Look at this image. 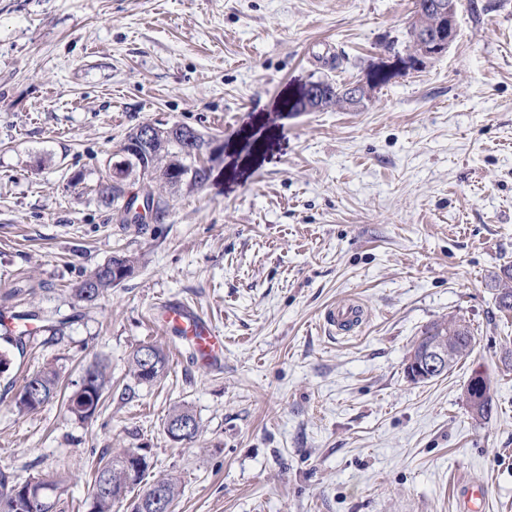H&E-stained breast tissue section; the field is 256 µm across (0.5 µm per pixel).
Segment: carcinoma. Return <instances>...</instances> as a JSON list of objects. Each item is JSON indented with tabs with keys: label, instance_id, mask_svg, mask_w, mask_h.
Segmentation results:
<instances>
[{
	"label": "carcinoma",
	"instance_id": "carcinoma-1",
	"mask_svg": "<svg viewBox=\"0 0 512 512\" xmlns=\"http://www.w3.org/2000/svg\"><path fill=\"white\" fill-rule=\"evenodd\" d=\"M324 90L316 103L317 107L332 104L345 105L341 89L329 81H322ZM188 127L174 125L173 132L156 139L146 155L140 158L146 172L151 175L150 182L156 183L173 192L184 188L193 190L204 185L206 170L198 163L205 153L203 143L189 145L186 143ZM102 202L121 214V221L127 222L130 202L126 201L125 183L106 173V181L99 188ZM135 260L126 254L112 256L103 264L105 272L96 276L91 283L81 282L76 288L77 300L86 306H94L104 292L118 285L120 280L112 274V266L134 267ZM492 288L495 291V305L499 312H512V269H503V274L496 277ZM476 337L470 325L462 319H451L447 322L433 324L422 336L414 342L410 359L416 361L427 351L444 349L448 352V367L455 366L467 358L474 350ZM150 354L156 359V368L152 371L145 369L142 363L144 354ZM168 368V358L157 345H141L132 354L131 371L141 382H153L160 378ZM88 386H79L67 400V411L79 420H88L92 415L86 413L87 406L99 407L103 394L107 390L109 379L106 369L94 365L86 370ZM58 372L46 368L26 379L15 397V406L20 412H35L50 403L58 395ZM492 385L489 377H484L480 402L468 405L470 416L477 422L491 418L495 405L491 394ZM131 451L126 450L117 455L111 449L101 451L95 459V476L92 487V512H114L120 504L128 503L130 512H144L147 508L149 495L153 486L138 494L133 500H127V494L133 486L141 483L148 468L146 457L138 455L136 465L127 466L126 457ZM15 481L10 475L0 471V512H17L11 498Z\"/></svg>",
	"mask_w": 512,
	"mask_h": 512
}]
</instances>
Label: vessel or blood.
<instances>
[{
  "label": "vessel or blood",
  "instance_id": "1",
  "mask_svg": "<svg viewBox=\"0 0 512 512\" xmlns=\"http://www.w3.org/2000/svg\"><path fill=\"white\" fill-rule=\"evenodd\" d=\"M158 317L164 324L180 331L191 345L197 361L205 367L216 364L224 357V337L209 322L191 314L183 305L168 304ZM362 308L355 303L339 304L328 309L325 322L332 330L342 332L360 323Z\"/></svg>",
  "mask_w": 512,
  "mask_h": 512
}]
</instances>
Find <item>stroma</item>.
I'll list each match as a JSON object with an SVG mask.
<instances>
[{
	"mask_svg": "<svg viewBox=\"0 0 512 512\" xmlns=\"http://www.w3.org/2000/svg\"><path fill=\"white\" fill-rule=\"evenodd\" d=\"M415 0H0V313L55 325L0 373V470L69 472L60 512H92L91 453L133 449L146 482L175 477L174 512H512V315L491 280L512 266V0H459L458 35L419 57ZM359 83L356 109L300 112L309 82ZM145 122L214 148L199 190L121 223L98 185ZM133 274L91 309L75 290L112 255ZM177 300L224 335L203 368L156 320ZM350 301L364 321L332 333ZM458 317L476 336L445 376L411 381L413 341ZM170 353L150 383L129 362ZM106 365L94 417L61 401L20 412L25 376L76 389ZM492 380L479 423L465 388ZM192 411L200 434L170 439ZM324 320L333 331H346L363 320V310L352 302L338 304L326 311ZM144 352H148L149 355H154V358L156 359V368L153 371H147L145 369V364L142 363V357H144ZM149 355H146L144 357V362L148 364V367L149 364L152 362L151 357ZM167 368V355L157 345H141L137 349H135L132 354L131 371L134 377H136L140 382H153L157 380L162 375H164ZM481 374L485 376L483 379V386H482L481 394L478 396V398L481 399V401L477 405H472L470 403V399L467 396V394L469 393V381L471 379H473L474 375H481ZM471 375L472 376L468 380V384L466 386L467 387L466 388V390H467L466 402H467L470 416L476 422H483V421L490 420V418L494 412V409H495L493 395L491 394V390H492L491 380L489 379V377L487 375H485L483 372H480V371H473V373Z\"/></svg>",
	"mask_w": 512,
	"mask_h": 512,
	"instance_id": "obj_1",
	"label": "stroma"
}]
</instances>
